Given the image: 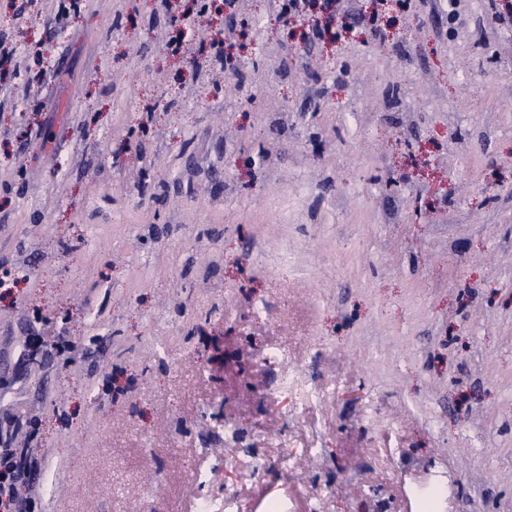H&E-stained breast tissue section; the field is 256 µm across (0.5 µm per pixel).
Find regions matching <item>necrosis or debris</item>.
Wrapping results in <instances>:
<instances>
[{
  "mask_svg": "<svg viewBox=\"0 0 512 512\" xmlns=\"http://www.w3.org/2000/svg\"><path fill=\"white\" fill-rule=\"evenodd\" d=\"M303 345L311 350L323 349L324 344L315 330L294 336L292 340L274 343L259 359L260 364L275 363L281 366L280 377L265 389V410L274 418L282 419L290 426V433L276 438L266 431L257 430L243 436L232 424H225V439L238 442L240 451L235 459L240 479L250 484L262 479L276 480L290 477L293 486L288 495L275 497L276 512H294L296 501L306 504L307 512H326V505L340 492L338 486L328 484L324 488L309 485L298 464L304 457L323 454L319 434L305 430L310 414L330 398L335 397L338 380L306 378L292 362L294 346ZM360 411L362 426L356 436L366 470L377 479L380 486L396 487L400 497L396 502L399 512H452L457 493L441 475H433L421 481L409 483L396 465V455L404 441L401 425L381 419V404L377 397L364 398ZM272 448L269 456L256 452L257 446ZM220 459H201L193 471L194 491L189 502V512H245L243 502L231 490L217 491L216 477L223 468Z\"/></svg>",
  "mask_w": 512,
  "mask_h": 512,
  "instance_id": "1",
  "label": "necrosis or debris"
}]
</instances>
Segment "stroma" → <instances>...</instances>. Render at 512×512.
Segmentation results:
<instances>
[{
	"instance_id": "obj_1",
	"label": "stroma",
	"mask_w": 512,
	"mask_h": 512,
	"mask_svg": "<svg viewBox=\"0 0 512 512\" xmlns=\"http://www.w3.org/2000/svg\"><path fill=\"white\" fill-rule=\"evenodd\" d=\"M0 0L41 58L0 109V420H35L41 512L191 495L215 406L274 426L254 364L315 321L307 375L405 424L399 465L512 512V0H409L302 50L271 0ZM232 24L236 74L197 52ZM215 233L223 258L208 253ZM228 284L230 292L211 291ZM286 288L276 325L253 305ZM78 348L28 362L32 336ZM357 406L331 401L319 483L357 504Z\"/></svg>"
}]
</instances>
